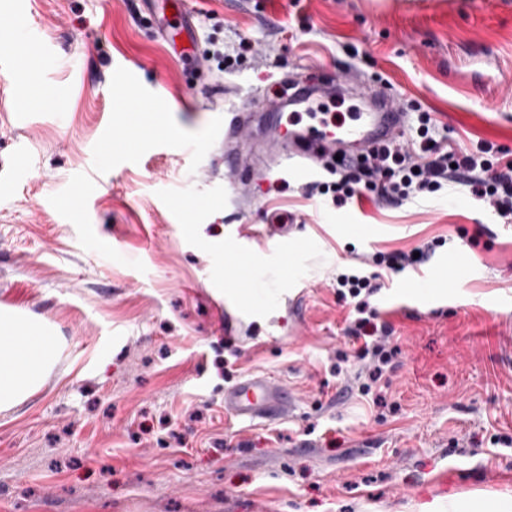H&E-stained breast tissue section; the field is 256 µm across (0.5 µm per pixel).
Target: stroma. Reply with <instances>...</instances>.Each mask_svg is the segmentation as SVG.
Listing matches in <instances>:
<instances>
[{
    "mask_svg": "<svg viewBox=\"0 0 512 512\" xmlns=\"http://www.w3.org/2000/svg\"><path fill=\"white\" fill-rule=\"evenodd\" d=\"M191 2L200 48L217 24L258 62L189 80L140 0H0V52L39 34L0 67V308L65 342L0 412V512H512V223L459 185L337 208L288 174L244 205L220 150L225 111L314 66L512 150V0ZM272 213L296 221L287 247L225 251ZM437 239L430 296L408 270L370 299L402 351L379 421L357 360L329 373L349 347L333 282ZM241 259L265 303L229 287ZM249 374L292 390L293 413L227 417Z\"/></svg>",
    "mask_w": 512,
    "mask_h": 512,
    "instance_id": "obj_1",
    "label": "stroma"
}]
</instances>
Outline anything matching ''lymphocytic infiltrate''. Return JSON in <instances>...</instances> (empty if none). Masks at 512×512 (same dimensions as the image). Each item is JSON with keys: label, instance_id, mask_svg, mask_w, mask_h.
<instances>
[{"label": "lymphocytic infiltrate", "instance_id": "1", "mask_svg": "<svg viewBox=\"0 0 512 512\" xmlns=\"http://www.w3.org/2000/svg\"><path fill=\"white\" fill-rule=\"evenodd\" d=\"M413 112L415 123L399 140L370 150L358 164L326 161V179L311 182L308 195L330 196L337 207L366 201L400 204L458 184L504 223H511L512 150L486 139L460 146L440 134L430 112L418 106ZM435 249V243L427 242L414 251H376L364 258L361 269L336 275L337 299L349 306L344 335L355 344V356L363 364L355 376L357 391L370 398L374 407L389 406V375L401 350L392 325L370 299L381 289L384 274L421 266L432 259Z\"/></svg>", "mask_w": 512, "mask_h": 512}]
</instances>
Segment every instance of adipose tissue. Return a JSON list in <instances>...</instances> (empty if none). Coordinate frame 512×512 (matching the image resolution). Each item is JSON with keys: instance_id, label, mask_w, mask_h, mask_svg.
<instances>
[{"instance_id": "obj_1", "label": "adipose tissue", "mask_w": 512, "mask_h": 512, "mask_svg": "<svg viewBox=\"0 0 512 512\" xmlns=\"http://www.w3.org/2000/svg\"><path fill=\"white\" fill-rule=\"evenodd\" d=\"M59 339L42 325L16 324L0 312V411L24 402L53 367Z\"/></svg>"}]
</instances>
